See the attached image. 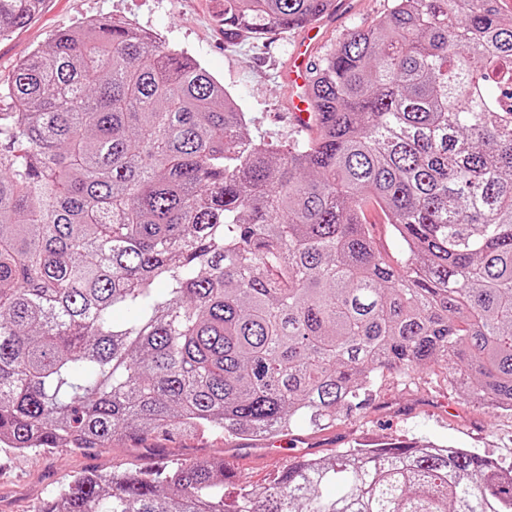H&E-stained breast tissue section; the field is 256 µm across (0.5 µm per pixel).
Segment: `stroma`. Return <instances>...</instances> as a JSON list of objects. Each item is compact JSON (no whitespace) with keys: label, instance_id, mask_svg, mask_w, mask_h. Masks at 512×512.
I'll use <instances>...</instances> for the list:
<instances>
[{"label":"stroma","instance_id":"35a3bbf8","mask_svg":"<svg viewBox=\"0 0 512 512\" xmlns=\"http://www.w3.org/2000/svg\"><path fill=\"white\" fill-rule=\"evenodd\" d=\"M358 10L340 24L322 19L325 38L319 54L335 49L353 27L384 19L392 0H359ZM224 0H44L28 25L0 40V89H6L15 65L47 45L58 31L80 22L110 17L129 22L152 35L159 45L196 58L224 86L239 111L250 120L258 139L285 142L304 139L288 118V91L280 70L298 32H268L258 39L229 41L217 15ZM430 441L467 448L512 468V414L491 412L465 399L444 363L436 362L406 375L384 373L373 388L369 405L336 424L315 432L297 424L283 436L273 458L234 462L231 485L261 489L289 464L302 457L325 459L363 444ZM221 435L174 437L149 434L140 441L109 448H54L18 452L0 443V512H41L57 487L80 472L108 473L126 468L157 471L175 459L211 457L234 447Z\"/></svg>","mask_w":512,"mask_h":512}]
</instances>
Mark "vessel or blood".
Here are the masks:
<instances>
[{
	"label": "vessel or blood",
	"mask_w": 512,
	"mask_h": 512,
	"mask_svg": "<svg viewBox=\"0 0 512 512\" xmlns=\"http://www.w3.org/2000/svg\"><path fill=\"white\" fill-rule=\"evenodd\" d=\"M322 41L320 27L310 26L304 29L288 57V64L282 72V78L290 90L288 110L298 128L313 131L314 109L311 102L309 79L313 58Z\"/></svg>",
	"instance_id": "b4317fda"
}]
</instances>
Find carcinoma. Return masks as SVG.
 Instances as JSON below:
<instances>
[{
	"label": "carcinoma",
	"mask_w": 512,
	"mask_h": 512,
	"mask_svg": "<svg viewBox=\"0 0 512 512\" xmlns=\"http://www.w3.org/2000/svg\"><path fill=\"white\" fill-rule=\"evenodd\" d=\"M42 0H0V39ZM334 0H224V37ZM307 140L255 139L199 62L110 19L20 61L0 111V442L19 451L336 423L439 358L512 410V14L392 0L311 79ZM406 244L391 262L363 208ZM222 457L77 474L44 512H512L437 444L299 460L226 502Z\"/></svg>",
	"instance_id": "1"
}]
</instances>
